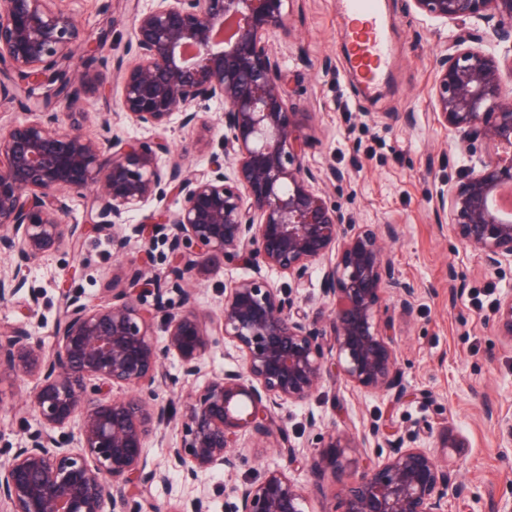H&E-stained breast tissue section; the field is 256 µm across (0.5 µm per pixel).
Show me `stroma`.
Segmentation results:
<instances>
[{
	"instance_id": "obj_1",
	"label": "stroma",
	"mask_w": 512,
	"mask_h": 512,
	"mask_svg": "<svg viewBox=\"0 0 512 512\" xmlns=\"http://www.w3.org/2000/svg\"><path fill=\"white\" fill-rule=\"evenodd\" d=\"M64 4L87 35L105 40L95 62L75 56L71 77L89 65L114 76L117 63L131 59L132 19L150 0ZM387 10L395 21L398 55L386 80L369 94L346 71L336 0H287L285 27L269 46L281 61L287 96L306 115L304 163L318 176V190L341 206L348 223L395 230L384 237L385 250L414 294L410 311L389 294L384 304L406 395L396 402L339 379L305 403L278 409L276 417L306 453L333 428L360 437L388 425L404 446L431 449L442 429H451L462 445L448 451L447 512H512V344L496 330L498 304L512 293V270L488 269L435 211L437 191L454 189L467 163L455 135L439 122L432 98L435 60L451 30L417 14L409 0H387ZM119 129L144 141H166L170 152L162 164L176 162L189 173L209 168L208 153L190 143L189 129L179 123L138 128L123 122ZM169 260L161 242L147 251L134 239L119 255L111 237H86L79 253L63 248L33 261L27 289L0 305V323L25 327L51 345L66 273H74L86 302L102 304L130 266L161 274ZM251 274L243 264H225L196 284L195 307L204 316L218 313L225 287ZM32 290L40 295L35 311L27 306ZM26 390V383L0 379V461L37 428L24 408ZM312 416L319 421L314 430L307 423ZM278 462L271 442L249 433L233 471L217 469L187 482L172 470L145 496L161 512L196 496L208 499L211 512H231L230 483L258 479ZM292 476L305 487L310 512H338L342 484L332 474L315 476L299 463Z\"/></svg>"
}]
</instances>
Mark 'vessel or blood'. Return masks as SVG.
<instances>
[{"instance_id": "1", "label": "vessel or blood", "mask_w": 512, "mask_h": 512, "mask_svg": "<svg viewBox=\"0 0 512 512\" xmlns=\"http://www.w3.org/2000/svg\"><path fill=\"white\" fill-rule=\"evenodd\" d=\"M346 24L342 39L348 71L372 90L390 66L393 47L382 0H338Z\"/></svg>"}]
</instances>
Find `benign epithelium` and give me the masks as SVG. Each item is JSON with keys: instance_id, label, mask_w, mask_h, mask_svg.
Instances as JSON below:
<instances>
[{"instance_id": "benign-epithelium-1", "label": "benign epithelium", "mask_w": 512, "mask_h": 512, "mask_svg": "<svg viewBox=\"0 0 512 512\" xmlns=\"http://www.w3.org/2000/svg\"><path fill=\"white\" fill-rule=\"evenodd\" d=\"M63 0H0V71L39 85L55 83L48 105L71 110L89 97L112 94V83L87 72L73 84L63 76L88 35ZM286 0H152L133 20V63L120 69L121 111L140 127L177 119L196 124L202 100L224 102L221 153L207 172L186 173L159 164L169 147L139 141L103 122L104 134L82 132L75 113L62 131L57 116L0 125V251L19 261L0 276V300L25 287L28 262L112 229V246L125 250L131 236L150 246L162 237L171 263L157 281L141 267L126 286L112 284V301L89 304L65 281V303L53 343L0 327V374L34 377L27 410L39 421L5 463L0 462V507L5 512H153L135 500L166 473L146 470L148 442L181 423L170 462L196 480L233 469L243 433L272 440L282 464L258 480L234 484V512H307V498L290 475L300 448L275 410L306 402L336 376L367 392L401 396L399 360L381 322L384 290L410 306L412 290L399 278L382 239L357 230L315 188L318 177L303 158L306 113L286 98L281 63L269 38L285 26ZM416 12L460 27L438 56L432 96L438 120L457 137L474 163L457 190L439 192L435 208L460 241L479 251L488 268L512 261V215L491 200L512 186V0H410ZM505 46L501 53L496 48ZM89 202L88 221H66L70 193ZM174 194L176 212L153 211L122 232L124 215ZM328 260L322 285L333 307L311 314L293 290L283 291L266 272L294 285L309 267ZM245 262L253 276L224 290L215 323L202 320L191 283L226 262ZM139 288H150L146 306ZM182 296L168 308L164 294ZM165 332L155 339V320ZM498 335L512 343V293L498 305ZM233 343L240 362L206 381L180 403L157 401L180 380L198 378L211 350ZM178 359L181 376L166 361ZM386 453L366 454L368 437L331 431L306 461L310 471L343 483L342 512H446L448 470L428 448H405L388 438Z\"/></svg>"}]
</instances>
